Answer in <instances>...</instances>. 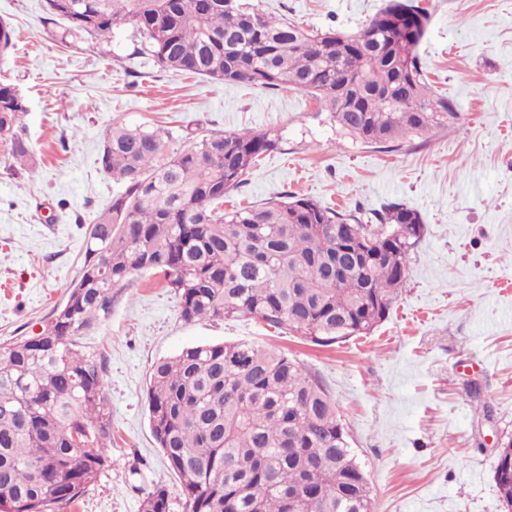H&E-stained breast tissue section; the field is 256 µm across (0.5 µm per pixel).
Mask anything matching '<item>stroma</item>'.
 <instances>
[{
  "label": "stroma",
  "instance_id": "1",
  "mask_svg": "<svg viewBox=\"0 0 512 512\" xmlns=\"http://www.w3.org/2000/svg\"><path fill=\"white\" fill-rule=\"evenodd\" d=\"M308 30L362 29L385 0H262ZM430 22L419 53L432 87L461 120L386 151L353 139L306 94L162 69L130 25L111 52L61 43L44 0H0L17 40L0 81L26 98L33 166L0 145V339L33 335L66 297L88 227L121 192L100 167L106 130L161 128L171 147L193 130L272 129L278 146L224 197L237 210L284 194L338 210L415 208L424 236L387 320L365 337L319 347L249 319L185 322L150 273L83 336L106 361L111 459L59 512H141L180 482L152 436V366L182 349L249 341L285 353L322 381L365 468L375 512H504L494 470L512 439V0H420Z\"/></svg>",
  "mask_w": 512,
  "mask_h": 512
}]
</instances>
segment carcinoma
<instances>
[{
    "mask_svg": "<svg viewBox=\"0 0 512 512\" xmlns=\"http://www.w3.org/2000/svg\"><path fill=\"white\" fill-rule=\"evenodd\" d=\"M44 10L66 23L67 44L131 23L165 70L303 92L365 144L460 119L426 82L429 16L415 0H389L354 34L308 32L253 0H45ZM26 112L0 82V144L22 162L32 157ZM278 142L269 130L213 132L171 150L157 131L107 129L99 163L124 190L91 225L83 267L42 332L0 340V512L71 503L109 462L105 361L79 338L109 318L134 274L160 277L185 321L247 317L321 347L387 318L423 236L418 211L391 201L365 224L296 195L221 211ZM148 407L184 512H372L335 402L281 352L247 341L185 348L152 366ZM143 512H170L168 490L149 492Z\"/></svg>",
    "mask_w": 512,
    "mask_h": 512,
    "instance_id": "1",
    "label": "carcinoma"
}]
</instances>
